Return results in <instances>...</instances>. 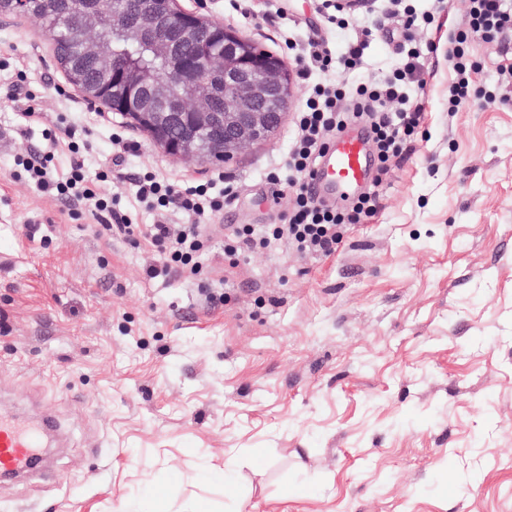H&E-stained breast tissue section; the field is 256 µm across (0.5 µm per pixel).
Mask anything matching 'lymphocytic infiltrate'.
Returning <instances> with one entry per match:
<instances>
[{
    "label": "lymphocytic infiltrate",
    "mask_w": 512,
    "mask_h": 512,
    "mask_svg": "<svg viewBox=\"0 0 512 512\" xmlns=\"http://www.w3.org/2000/svg\"><path fill=\"white\" fill-rule=\"evenodd\" d=\"M469 15L468 28L455 35L448 49V61L457 76L450 89V103L454 106L473 95L469 75L475 64L465 53L468 39L474 35L491 39L512 28V12L505 9L504 0H470ZM373 35L372 28H361L340 56L328 42L310 40L300 58L303 74L315 70L329 72L338 67L356 70ZM435 49L430 40L409 47L391 76L359 84L352 90L331 80L311 83L305 103L296 114L294 136L286 157L288 170L295 176L291 204L281 213L279 223L260 229L251 224L233 227L224 237L225 256L238 257L282 238L291 241L297 252L304 255L327 257L335 253L347 226L361 223L375 213L376 195L363 193L347 212L315 201L307 182L314 174L316 161L336 135L356 121L365 123L380 166H387L390 160L409 151L424 119L425 55ZM58 126L59 133H47L42 149L16 157L19 178L59 198L72 213L90 210L109 236L144 244L158 252L161 262L148 268L149 278L177 275L187 280H203V259L211 248V222L223 213L225 201L235 196L236 186L208 180L179 184L145 171L136 180L137 205L163 217L178 216L179 221L133 223L121 196L101 192L102 183L112 178L111 168H103L92 177L84 171L85 157L93 148L85 126L64 117L59 118ZM63 137L68 140L70 163L66 173L60 175L54 159Z\"/></svg>",
    "instance_id": "obj_1"
}]
</instances>
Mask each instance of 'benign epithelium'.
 I'll list each match as a JSON object with an SVG mask.
<instances>
[{
	"mask_svg": "<svg viewBox=\"0 0 512 512\" xmlns=\"http://www.w3.org/2000/svg\"><path fill=\"white\" fill-rule=\"evenodd\" d=\"M104 16L129 42L148 41L170 75L135 66L96 40L86 54L97 60L99 76L81 91L92 106L122 111L169 157L228 161L283 122L290 78L279 59L245 34L178 7L177 0H152L139 23L114 13L112 0H95L88 22L95 26ZM175 85L193 99L175 93Z\"/></svg>",
	"mask_w": 512,
	"mask_h": 512,
	"instance_id": "1",
	"label": "benign epithelium"
}]
</instances>
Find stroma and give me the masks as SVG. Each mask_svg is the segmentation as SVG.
<instances>
[{
  "instance_id": "stroma-1",
  "label": "stroma",
  "mask_w": 512,
  "mask_h": 512,
  "mask_svg": "<svg viewBox=\"0 0 512 512\" xmlns=\"http://www.w3.org/2000/svg\"><path fill=\"white\" fill-rule=\"evenodd\" d=\"M244 32L306 84L289 42L344 52L354 31L325 22L316 0H179ZM469 0H448L426 63L424 124L381 172L377 213L328 257L287 240L229 261L211 242L206 286L152 279L156 252L100 233L86 214L16 179L62 112L89 127L88 172L111 161L112 133L137 142L109 192L135 196L150 168L176 181L224 174L238 186L225 228L276 221L285 117L232 161L175 160L126 119L88 105L67 80L45 25L0 22V411L55 418L46 478L0 481V512H512V30L467 44L478 94L448 109V36ZM376 33L356 85L395 67L403 41L382 0L359 8ZM32 96L39 125L18 118ZM223 296L212 305L208 295ZM229 470L227 483L208 481Z\"/></svg>"
}]
</instances>
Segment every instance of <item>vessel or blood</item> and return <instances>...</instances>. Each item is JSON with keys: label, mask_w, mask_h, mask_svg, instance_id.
<instances>
[{"label": "vessel or blood", "mask_w": 512, "mask_h": 512, "mask_svg": "<svg viewBox=\"0 0 512 512\" xmlns=\"http://www.w3.org/2000/svg\"><path fill=\"white\" fill-rule=\"evenodd\" d=\"M374 159L369 136L355 124L337 135L320 158L311 187L320 199L353 198L369 183ZM51 427L50 422L32 424L0 414V475L28 473L36 448Z\"/></svg>", "instance_id": "b4317fda"}]
</instances>
